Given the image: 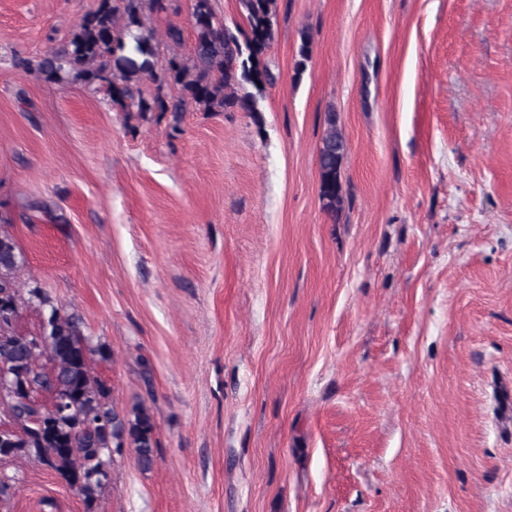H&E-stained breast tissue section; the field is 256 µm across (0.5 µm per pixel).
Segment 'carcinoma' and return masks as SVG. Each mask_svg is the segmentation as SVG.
I'll return each mask as SVG.
<instances>
[{
	"mask_svg": "<svg viewBox=\"0 0 512 512\" xmlns=\"http://www.w3.org/2000/svg\"><path fill=\"white\" fill-rule=\"evenodd\" d=\"M277 0H238L248 30L233 32L215 17L212 0H194V45L191 56L178 52L183 30L169 25L162 40L146 25L147 12L163 8L161 0H99L79 27L59 48L51 49L34 66L41 79L63 84L79 81L106 89L112 103L128 116L149 112L171 114L178 128L181 112L193 104L203 112L239 108L255 112L256 100L236 88L250 84L263 91L276 81L265 61L274 39ZM169 54L160 57V44ZM150 80L157 92L143 96L140 83ZM179 88L178 97L162 93L163 86ZM346 151L336 113L325 119L318 147L320 200L324 210L336 215L344 201L341 168ZM24 259L13 237L0 231V311L14 313L36 304L46 310L40 345L30 350L20 344L13 329L15 318L0 314V357L10 361V390L0 402L20 429L0 434V462L33 457L56 471L67 483L78 482L85 512H96L101 492L109 481L108 466L114 454L129 450L146 471L155 461V420L140 403L119 411L111 387L93 374L92 360L103 361L110 352L92 344L79 319L61 311L37 286L23 290L19 272ZM54 365L49 376L42 359ZM53 387L67 400V407L53 414L39 412L24 401L25 393Z\"/></svg>",
	"mask_w": 512,
	"mask_h": 512,
	"instance_id": "carcinoma-1",
	"label": "carcinoma"
}]
</instances>
